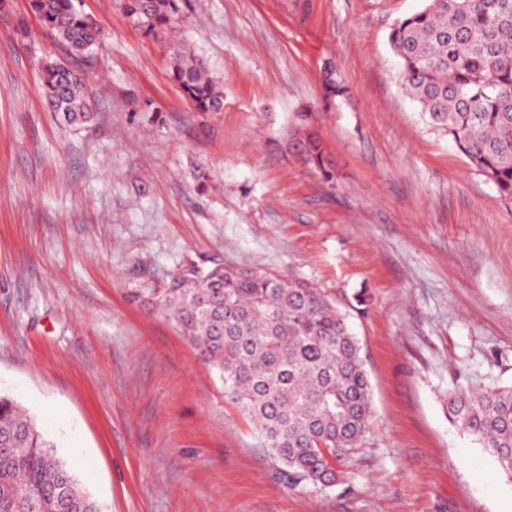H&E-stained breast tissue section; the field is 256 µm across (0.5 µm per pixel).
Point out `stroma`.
Segmentation results:
<instances>
[{
	"mask_svg": "<svg viewBox=\"0 0 512 512\" xmlns=\"http://www.w3.org/2000/svg\"><path fill=\"white\" fill-rule=\"evenodd\" d=\"M70 57L28 0L0 9V393L103 512H512V478L448 395L512 385V200L404 92L392 26L425 0H182L172 41L123 0ZM202 59L224 109L173 80ZM84 73L95 118L45 102ZM331 67L347 93L320 110ZM315 107L332 177L295 149ZM250 264L321 289L371 388L342 484L288 486L198 351L153 303L180 269ZM41 85L49 107L68 125L90 120L92 96L84 75L63 62L45 61L40 69Z\"/></svg>",
	"mask_w": 512,
	"mask_h": 512,
	"instance_id": "stroma-1",
	"label": "stroma"
}]
</instances>
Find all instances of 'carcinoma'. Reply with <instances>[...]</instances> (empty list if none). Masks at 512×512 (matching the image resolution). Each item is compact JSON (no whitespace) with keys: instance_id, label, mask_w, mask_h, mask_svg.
I'll use <instances>...</instances> for the list:
<instances>
[{"instance_id":"carcinoma-1","label":"carcinoma","mask_w":512,"mask_h":512,"mask_svg":"<svg viewBox=\"0 0 512 512\" xmlns=\"http://www.w3.org/2000/svg\"><path fill=\"white\" fill-rule=\"evenodd\" d=\"M29 9L82 55L98 43L96 23L75 0H28ZM124 10L147 34L175 31L180 0H125ZM389 42L401 60L406 92L428 123L512 199V0H427L396 22ZM172 77L199 112H220L224 94L191 53L179 54ZM49 107L69 125L92 116L84 75L63 62L40 69ZM325 100L343 95L333 71L323 75ZM305 161L325 175L327 147L319 135L302 140ZM192 342L224 393L250 420L261 447L288 486L318 487L329 468L347 461L363 440L371 412L368 376L346 317L321 291L251 267L191 264L157 302ZM453 419L487 448L512 477V386L460 388L449 398ZM0 509L3 512H101L57 445L8 395H0Z\"/></svg>"}]
</instances>
